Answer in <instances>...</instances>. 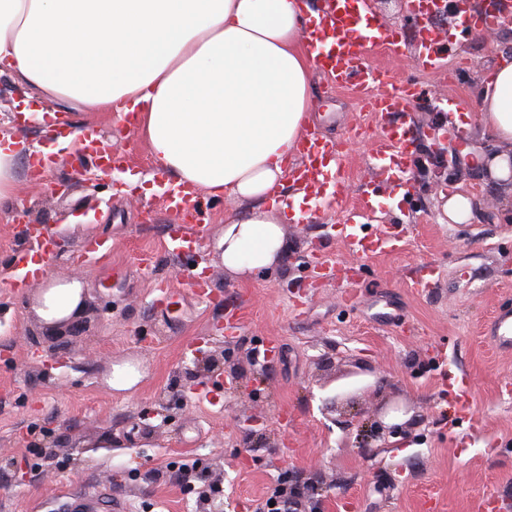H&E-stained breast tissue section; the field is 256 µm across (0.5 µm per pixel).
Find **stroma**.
Wrapping results in <instances>:
<instances>
[{
	"mask_svg": "<svg viewBox=\"0 0 512 512\" xmlns=\"http://www.w3.org/2000/svg\"><path fill=\"white\" fill-rule=\"evenodd\" d=\"M455 44L452 60L470 65L458 82L413 59L394 58L395 82L421 92L413 110L417 155L409 188L412 214L398 196L381 201L373 221L403 225L396 251L373 257L349 253L334 226L355 205L371 176V140L349 143L347 187L339 201L316 205L302 223L284 226L285 247L270 269L245 280L224 268L218 243L227 201L210 204L198 261L212 305L198 302L167 250L169 225L179 216L165 202L160 172L134 127L111 112H85L33 95L0 70V126L20 100L66 120L69 129L94 128L112 141L132 173L153 175L147 192H124L121 179L90 185L96 161L74 154L46 125L32 123L15 140L45 149L46 179H35L27 158L17 168V199L34 219L56 227L62 207L53 190L74 186L73 198L93 196L95 208L65 235L47 274L76 269L84 283V327L49 338L32 312L39 283L16 289L9 257L19 242L0 212V512H52L62 494L95 491L110 481L128 512H209L189 500L175 478L156 477L169 462L205 461L210 481L224 490L223 512H255L280 478L304 490L297 512H472L475 498L493 495L492 512H512V355L486 338L500 303L512 304V182L493 180L473 162L498 151L476 119L482 76L512 53V24L488 35L461 34L443 18ZM312 112L327 137H345L367 122L348 91L312 80ZM452 97L469 113L467 135L433 138L453 120L440 111ZM463 191L472 212L448 224L445 194ZM112 244V259L73 266L90 240ZM151 250L157 261L143 264ZM321 252L335 267L359 265L352 305L336 298V282L312 281L308 262ZM434 269L437 283L423 295L412 277ZM170 287L179 303L167 308L157 291ZM242 302L244 328L225 329L224 305ZM278 344L266 365L256 362L263 337ZM131 362L141 379L131 390L108 385L115 365ZM465 376L476 411L473 426L445 420L439 386ZM403 405L416 426L388 448L365 452L358 438L386 403ZM257 420L262 447L240 421Z\"/></svg>",
	"mask_w": 512,
	"mask_h": 512,
	"instance_id": "obj_1",
	"label": "stroma"
}]
</instances>
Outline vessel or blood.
Listing matches in <instances>:
<instances>
[{
    "mask_svg": "<svg viewBox=\"0 0 512 512\" xmlns=\"http://www.w3.org/2000/svg\"><path fill=\"white\" fill-rule=\"evenodd\" d=\"M468 2L437 0L435 11L440 14L455 8L463 27L469 30L502 24V17L470 12ZM305 40L318 71L336 87L350 89L365 102L379 128L374 159L384 177L366 186L358 206L350 209L342 220L337 235L348 251L361 257L395 249L398 233L391 225L371 224L370 216L379 198L386 193L398 190L404 203L412 201L406 187L416 163V136L407 116L419 93L412 84L394 83L372 60L381 53L397 52L404 45L412 48L423 65L439 70L443 67L447 36L441 27L429 23L419 28L417 36L406 38L400 29L380 22L368 0H326L319 16L308 22ZM298 155L299 161L291 167L289 175L307 196L317 201L337 198L345 185L347 153L342 144L312 129L306 133ZM167 206L182 217L181 224L168 232L174 254L194 259L205 219L197 190L184 183L170 187ZM51 255L50 247L45 245L36 252L17 251L13 261L15 285L29 284L35 276L33 264L47 263ZM487 339L497 351L512 353V312L496 313ZM109 495V490L104 488L90 494H64L59 498V512H100Z\"/></svg>",
    "mask_w": 512,
    "mask_h": 512,
    "instance_id": "obj_1",
    "label": "vessel or blood"
}]
</instances>
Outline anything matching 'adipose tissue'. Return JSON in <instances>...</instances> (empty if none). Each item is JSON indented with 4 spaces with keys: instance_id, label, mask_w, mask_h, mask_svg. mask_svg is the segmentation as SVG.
<instances>
[{
    "instance_id": "1",
    "label": "adipose tissue",
    "mask_w": 512,
    "mask_h": 512,
    "mask_svg": "<svg viewBox=\"0 0 512 512\" xmlns=\"http://www.w3.org/2000/svg\"><path fill=\"white\" fill-rule=\"evenodd\" d=\"M306 0H0V62L31 90L133 117L152 157L204 199L228 200L227 272L249 277L284 249L304 194L274 199L311 120ZM478 120L512 146V56L478 88ZM83 297L51 277L34 310L53 322Z\"/></svg>"
}]
</instances>
